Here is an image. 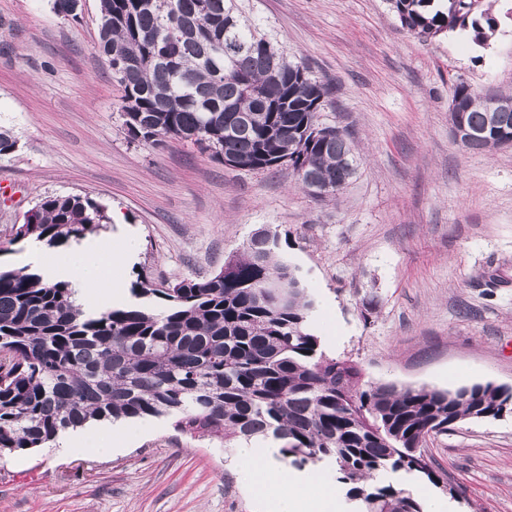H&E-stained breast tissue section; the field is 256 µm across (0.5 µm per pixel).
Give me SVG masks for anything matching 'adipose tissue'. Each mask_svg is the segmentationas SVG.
Listing matches in <instances>:
<instances>
[{
  "instance_id": "ef3b65f1",
  "label": "adipose tissue",
  "mask_w": 512,
  "mask_h": 512,
  "mask_svg": "<svg viewBox=\"0 0 512 512\" xmlns=\"http://www.w3.org/2000/svg\"><path fill=\"white\" fill-rule=\"evenodd\" d=\"M116 234L119 243L108 248L97 240L82 238L72 241L56 259H46L35 247L26 253L25 260L39 267L45 281L68 283L76 305L89 313L100 308L104 295L114 291L113 272L131 258V249L123 242L128 229L118 225ZM231 465L247 475L249 489L268 503L270 512H348L330 465L296 471L278 461L276 448L252 445L240 447Z\"/></svg>"
}]
</instances>
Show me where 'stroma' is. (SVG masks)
<instances>
[{
    "label": "stroma",
    "instance_id": "35a3bbf8",
    "mask_svg": "<svg viewBox=\"0 0 512 512\" xmlns=\"http://www.w3.org/2000/svg\"><path fill=\"white\" fill-rule=\"evenodd\" d=\"M243 13L333 87L323 123L352 134L357 172L336 197L304 191L291 169L225 166L199 145L128 137L122 91L96 52L99 0L78 18L48 0H0V266L19 267L16 225L49 194L87 195L120 213L135 261L115 279L159 288L207 277L260 229L312 300L320 351L350 359L372 384L512 390V147L456 144V84L512 90V0L485 52L462 32L428 41L401 27L387 0H239ZM332 317H325V308ZM68 454L0 456V512H265L231 472L233 449L191 437L173 418L131 420ZM422 448L453 487L429 489L457 512H512V411L467 420Z\"/></svg>",
    "mask_w": 512,
    "mask_h": 512
}]
</instances>
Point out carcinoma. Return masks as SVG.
Returning a JSON list of instances; mask_svg holds the SVG:
<instances>
[{
    "mask_svg": "<svg viewBox=\"0 0 512 512\" xmlns=\"http://www.w3.org/2000/svg\"><path fill=\"white\" fill-rule=\"evenodd\" d=\"M402 27L428 40L457 29L482 44L499 26L483 0H388ZM98 54L122 87L131 139L205 146L222 162L271 171L288 159L333 197L356 172L350 134L320 123L332 88L291 62L242 15L235 0H100ZM459 123L468 149L512 145V92L484 97L460 82ZM15 228L13 241L63 245L107 222L90 196L52 194ZM280 288H266L269 280ZM160 309L121 307L85 315L66 282L0 269V453L44 448L92 421L170 416L191 435L224 447L272 438L297 467L336 465L338 481L365 512H423L393 485L370 483L390 469L443 477L411 453L433 428L445 434L482 406L502 416L512 393L476 384L448 392L361 382L350 361L318 350L308 327L313 303L278 236L258 232L205 278L132 289Z\"/></svg>",
    "mask_w": 512,
    "mask_h": 512,
    "instance_id": "obj_1",
    "label": "carcinoma"
}]
</instances>
